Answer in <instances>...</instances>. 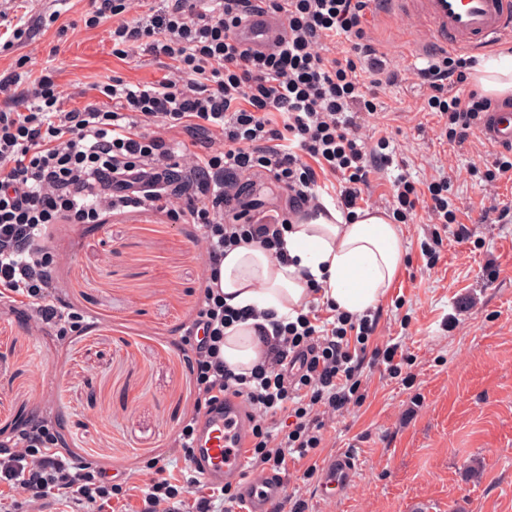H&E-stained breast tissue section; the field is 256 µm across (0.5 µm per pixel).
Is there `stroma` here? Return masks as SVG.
Here are the masks:
<instances>
[{
    "label": "stroma",
    "mask_w": 512,
    "mask_h": 512,
    "mask_svg": "<svg viewBox=\"0 0 512 512\" xmlns=\"http://www.w3.org/2000/svg\"><path fill=\"white\" fill-rule=\"evenodd\" d=\"M87 9V0H13L9 16L26 22L30 34L0 51V77L33 58L55 70L67 110L94 101L101 82L163 79L168 66L153 57L114 56L110 22L87 28ZM54 12L56 24H40ZM427 29L414 12L368 16L393 70L416 63L417 36ZM421 99L410 78L380 93L364 133L372 145L387 138L396 156L373 173V192L360 207L388 210L400 173L423 183L446 174L468 237L444 234L441 259L430 267L420 249L433 229L427 208L400 225L404 262L375 308L370 344L401 342L406 361L398 376L365 361L362 405L327 422L315 456L289 464L287 491L306 499L309 512H512V216L498 223L480 217L494 200L512 201V181L470 176L472 156L491 162L496 148L481 138L461 147L442 140L435 114L419 111ZM249 183L245 217L283 206L282 190L266 175ZM194 234L193 225L136 213L54 228L43 246L67 257L60 296L94 323L81 334L38 336L0 308L1 438L23 433L48 406L63 421L62 447L137 484L149 481L150 462L171 455L191 411L184 326L202 273ZM490 264L500 269L491 283ZM340 452L358 459L359 472L336 498H321L303 472Z\"/></svg>",
    "instance_id": "35a3bbf8"
}]
</instances>
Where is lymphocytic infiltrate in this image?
Listing matches in <instances>:
<instances>
[{
    "label": "lymphocytic infiltrate",
    "instance_id": "lymphocytic-infiltrate-1",
    "mask_svg": "<svg viewBox=\"0 0 512 512\" xmlns=\"http://www.w3.org/2000/svg\"><path fill=\"white\" fill-rule=\"evenodd\" d=\"M259 8L284 14L287 36L276 49H244L237 31ZM373 0H161L131 17L127 0H89L86 27L112 22V53L143 52L172 61L158 82L98 85L111 108L96 103L62 107L55 76L0 78V302L25 310L32 333L64 336L82 329L83 316L58 296L53 256L38 248L56 224H98L128 212L161 213L196 225L203 256V299L187 335L193 336L195 415L220 397L243 398L253 409L248 466L286 469L290 456L306 458L324 443L327 419L360 404L366 358L399 372L398 345L368 349L378 322L339 312L321 320L315 311L287 324L259 328L260 360L245 373L227 365L224 332L258 318L232 309L212 283L225 255L255 243L287 262L284 234L293 218L321 211L320 175L341 174L338 202L357 208L372 189L373 171L392 164L387 139L369 148L363 119L396 72L367 32ZM471 60L461 53L429 56L413 76L424 90L422 108L435 113L448 142L464 145L486 113L512 107V99L477 92L452 94ZM265 172L286 192L288 206L241 224L225 222L235 210L241 175ZM449 178L418 189L407 176L393 184L395 221L406 224L420 199L440 226L456 221ZM432 231L421 244L435 266L443 243ZM54 419L40 418L21 435L0 441V485L15 493L0 512L20 505L46 512L53 505L107 512L112 500L139 498L137 512H235V493L209 487L201 495L193 471L173 482L169 461L151 462L142 485L112 480L104 468L59 448Z\"/></svg>",
    "mask_w": 512,
    "mask_h": 512
}]
</instances>
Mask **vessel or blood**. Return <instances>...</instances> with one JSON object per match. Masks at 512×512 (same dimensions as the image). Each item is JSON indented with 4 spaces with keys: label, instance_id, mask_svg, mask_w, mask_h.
<instances>
[{
    "label": "vessel or blood",
    "instance_id": "1",
    "mask_svg": "<svg viewBox=\"0 0 512 512\" xmlns=\"http://www.w3.org/2000/svg\"><path fill=\"white\" fill-rule=\"evenodd\" d=\"M390 13L415 10L429 24L433 40L444 49L483 54L505 39H512V0H381ZM283 15L251 14L241 25L238 38L244 46L269 50L284 36ZM483 135L494 147H512V109L487 113ZM251 411L237 397L228 396L221 408L197 423L192 468L203 481L231 486L244 504V512H271L286 494L278 474L249 472L246 443ZM358 463L347 454L329 456L321 467L318 484L322 498L330 499L352 481Z\"/></svg>",
    "mask_w": 512,
    "mask_h": 512
}]
</instances>
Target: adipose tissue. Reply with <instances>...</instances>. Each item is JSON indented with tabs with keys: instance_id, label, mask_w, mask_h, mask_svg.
Returning <instances> with one entry per match:
<instances>
[{
	"instance_id": "adipose-tissue-1",
	"label": "adipose tissue",
	"mask_w": 512,
	"mask_h": 512,
	"mask_svg": "<svg viewBox=\"0 0 512 512\" xmlns=\"http://www.w3.org/2000/svg\"><path fill=\"white\" fill-rule=\"evenodd\" d=\"M471 81L491 96L512 95V53L493 56L472 72ZM290 264H280L256 245L230 251L220 268L224 302L252 307L292 321L309 298L310 282L322 285V298L336 310L359 314L376 307L391 287L404 260L396 224L379 210L347 219L336 207L293 225L284 234ZM255 320L225 331V362L247 371L257 361Z\"/></svg>"
}]
</instances>
